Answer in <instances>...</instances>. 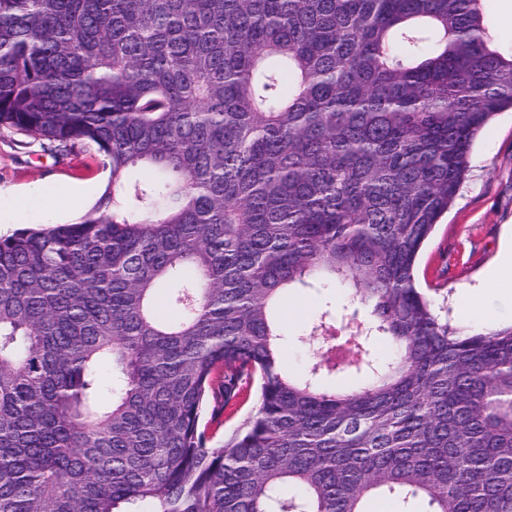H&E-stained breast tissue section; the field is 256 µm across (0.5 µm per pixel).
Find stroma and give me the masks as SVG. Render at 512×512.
I'll list each match as a JSON object with an SVG mask.
<instances>
[{
	"mask_svg": "<svg viewBox=\"0 0 512 512\" xmlns=\"http://www.w3.org/2000/svg\"><path fill=\"white\" fill-rule=\"evenodd\" d=\"M491 47L512 56V0H483ZM109 178L100 156L80 150L55 159L28 146L23 136L0 135V232L9 234L35 224H61L79 217L98 199ZM56 182L61 196L18 209L16 196ZM512 228V109L500 112L476 140L469 177L442 218L417 264V285L435 300H447L448 319L456 321L458 304L488 311L494 326L512 323V297L485 285L499 262L505 231ZM331 289H298L283 295L279 307L288 324L292 368L310 361L298 337L320 314Z\"/></svg>",
	"mask_w": 512,
	"mask_h": 512,
	"instance_id": "35a3bbf8",
	"label": "stroma"
}]
</instances>
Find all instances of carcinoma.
Returning a JSON list of instances; mask_svg holds the SVG:
<instances>
[{
  "instance_id": "carcinoma-1",
  "label": "carcinoma",
  "mask_w": 512,
  "mask_h": 512,
  "mask_svg": "<svg viewBox=\"0 0 512 512\" xmlns=\"http://www.w3.org/2000/svg\"><path fill=\"white\" fill-rule=\"evenodd\" d=\"M481 2L0 0V132L110 174L0 236V512H512V324L415 279L512 108ZM336 286L296 374L275 304ZM257 380H255L239 397L235 406L232 409H227L224 416L221 418V423L216 425L213 423L208 430L209 435L212 437V444L218 445L224 436L225 432L233 431L253 410L256 404L255 393L257 389Z\"/></svg>"
}]
</instances>
